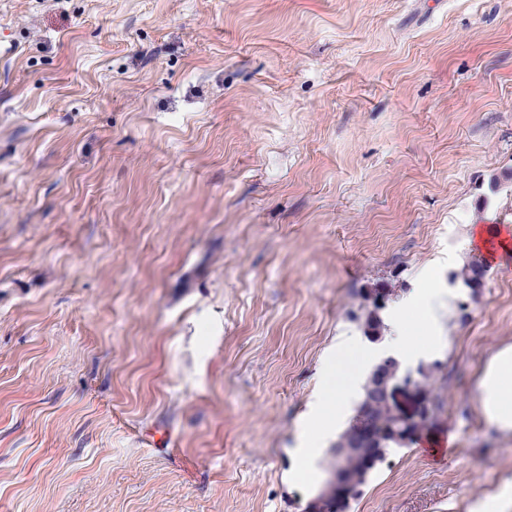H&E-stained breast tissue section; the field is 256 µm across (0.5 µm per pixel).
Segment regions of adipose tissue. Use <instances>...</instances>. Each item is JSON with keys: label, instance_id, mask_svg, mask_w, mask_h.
Instances as JSON below:
<instances>
[{"label": "adipose tissue", "instance_id": "ef3b65f1", "mask_svg": "<svg viewBox=\"0 0 512 512\" xmlns=\"http://www.w3.org/2000/svg\"><path fill=\"white\" fill-rule=\"evenodd\" d=\"M437 293L426 288L419 291L415 314L394 339L397 356L408 357L443 347L444 339L434 331ZM360 382L351 378L324 393L312 429L306 435L309 444H316L318 433L332 427L345 411L351 394L359 392ZM478 399L486 425L500 432H512V346L497 350L488 360L479 382Z\"/></svg>", "mask_w": 512, "mask_h": 512}]
</instances>
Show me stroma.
Returning <instances> with one entry per match:
<instances>
[{"instance_id":"1","label":"stroma","mask_w":512,"mask_h":512,"mask_svg":"<svg viewBox=\"0 0 512 512\" xmlns=\"http://www.w3.org/2000/svg\"><path fill=\"white\" fill-rule=\"evenodd\" d=\"M1 42L0 512H302L379 281L448 344L348 512H512V262L449 280L512 225V0H0ZM476 239L482 249L489 254H494L495 251L492 250L495 245L493 244V239H496L497 245L502 249L503 254L509 255L511 253L510 247V238L512 237V228L511 226H504L503 228H497L494 232L490 233L485 228H478L476 235ZM487 271L486 267H477L470 262L458 272H453L450 275V279L452 281L460 279L467 288H471L475 291L478 288H482ZM478 399L486 425L512 432V346L497 350L479 382ZM360 385L359 380L352 377L340 383L336 382V387L327 389L321 399L314 425L306 435L305 443L317 444V434L328 430L342 418L351 393L359 392Z\"/></svg>"}]
</instances>
